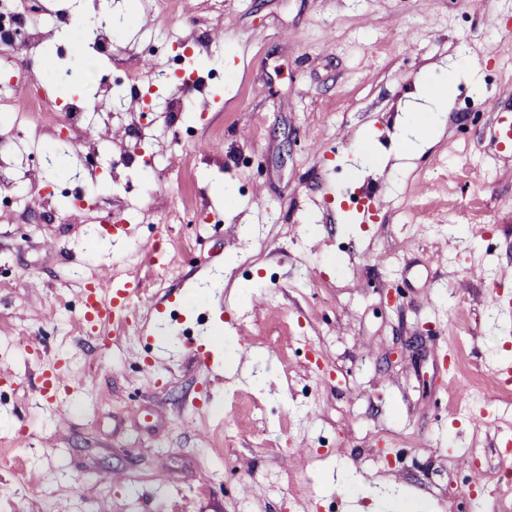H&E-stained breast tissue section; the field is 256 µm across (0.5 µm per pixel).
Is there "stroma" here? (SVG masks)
Segmentation results:
<instances>
[{
  "label": "stroma",
  "instance_id": "1",
  "mask_svg": "<svg viewBox=\"0 0 512 512\" xmlns=\"http://www.w3.org/2000/svg\"><path fill=\"white\" fill-rule=\"evenodd\" d=\"M84 3L68 39L108 40L100 69L130 67L160 106L141 116L125 88L87 81L79 138L91 154L112 147L95 167L47 133L0 143V188L20 198L0 210V275L13 283L0 290V512H166L178 497L191 512L493 505L503 433L460 402L498 416L512 395L487 382L512 361V313L492 301L512 299V143L482 135L512 111V0H112L108 23L101 0ZM172 32L199 45L189 66L223 70V84L186 96L168 80L143 48ZM421 88L449 103L407 159ZM463 89L479 126L455 105ZM40 144L95 212L62 197L61 222L43 223L18 159ZM351 185L361 208L346 206ZM187 206L224 221L170 223ZM99 210L119 232L95 223ZM177 234L190 252L169 249L150 272L148 248ZM74 268L163 286L133 334L98 343L58 304L81 292ZM61 357L86 381L48 403L39 375ZM269 435L278 453L262 447ZM216 467L223 485L200 493Z\"/></svg>",
  "mask_w": 512,
  "mask_h": 512
}]
</instances>
